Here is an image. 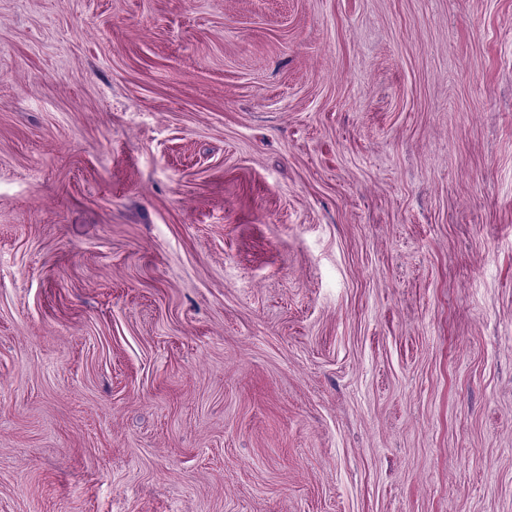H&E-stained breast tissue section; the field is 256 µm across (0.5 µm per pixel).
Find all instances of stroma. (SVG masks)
<instances>
[{"label": "stroma", "instance_id": "1", "mask_svg": "<svg viewBox=\"0 0 512 512\" xmlns=\"http://www.w3.org/2000/svg\"><path fill=\"white\" fill-rule=\"evenodd\" d=\"M0 512H512V0H0Z\"/></svg>", "mask_w": 512, "mask_h": 512}]
</instances>
